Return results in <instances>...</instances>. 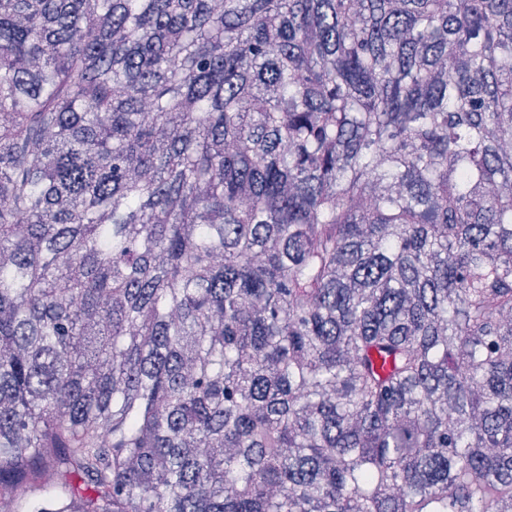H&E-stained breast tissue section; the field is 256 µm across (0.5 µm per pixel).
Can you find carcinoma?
<instances>
[{
	"instance_id": "1",
	"label": "carcinoma",
	"mask_w": 512,
	"mask_h": 512,
	"mask_svg": "<svg viewBox=\"0 0 512 512\" xmlns=\"http://www.w3.org/2000/svg\"><path fill=\"white\" fill-rule=\"evenodd\" d=\"M0 512H512V0H0Z\"/></svg>"
}]
</instances>
